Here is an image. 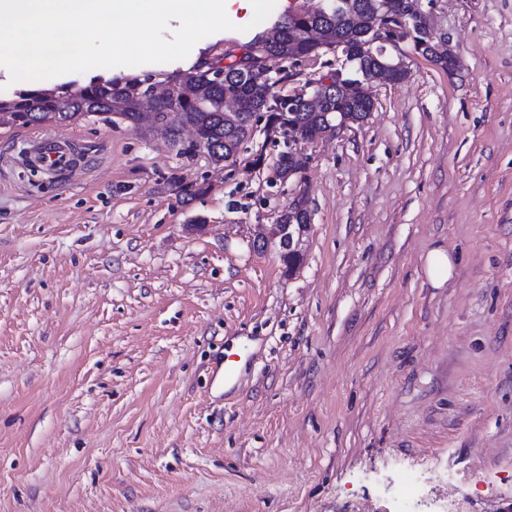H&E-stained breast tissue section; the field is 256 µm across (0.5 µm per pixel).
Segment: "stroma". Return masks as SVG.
Masks as SVG:
<instances>
[{
  "label": "stroma",
  "mask_w": 512,
  "mask_h": 512,
  "mask_svg": "<svg viewBox=\"0 0 512 512\" xmlns=\"http://www.w3.org/2000/svg\"><path fill=\"white\" fill-rule=\"evenodd\" d=\"M318 4L103 74L186 70ZM434 27L454 70L410 59L307 148L291 275L255 245L288 203L272 167L97 116L0 126V512H389L407 472L427 512H512V0H438ZM60 134L75 166L32 172L33 138ZM240 337L260 348L227 387ZM423 268L431 284L435 288H442L452 278L455 263L447 250L435 248L425 256Z\"/></svg>",
  "instance_id": "1"
}]
</instances>
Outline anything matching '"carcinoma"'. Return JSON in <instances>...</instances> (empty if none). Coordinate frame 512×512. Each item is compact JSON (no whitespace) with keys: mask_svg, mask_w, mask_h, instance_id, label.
<instances>
[{"mask_svg":"<svg viewBox=\"0 0 512 512\" xmlns=\"http://www.w3.org/2000/svg\"><path fill=\"white\" fill-rule=\"evenodd\" d=\"M317 30L333 45L338 38L350 36L342 18L326 9L306 12L282 20L273 27L272 34L258 36L241 46L245 57H259L273 67L289 64L299 56L309 54L315 45L305 42L301 36ZM228 60V56L204 57L187 70L165 74V80L174 85H187L194 89L191 96H183L173 104H164L158 109V120L164 122L166 113L176 112L179 121L167 127L169 140L178 147V154L194 157L202 152L210 163L224 165L229 158L238 159L240 151L252 141L250 119L256 112L268 114L274 131L284 136V128L295 121L302 123L304 133L316 137L324 131L322 113L336 111L338 102H343L347 117L352 120L362 118L363 100L353 93L352 86L365 80L371 73L374 62L368 57L346 54L349 62L356 63L357 76L348 78L345 86L327 87L320 91L321 102L318 109H307L298 104L290 105L277 90V83L253 79L241 72V62L230 61L224 65V81L216 84L209 76L210 68L218 62ZM155 74L145 78H129L124 81L92 78L89 83L78 88L65 82L56 86L55 96L48 99L37 89H20L12 95L0 97V113L10 114L14 124L22 127L42 125L49 122L55 126H68L74 122L102 114L109 115L107 121L130 126L137 125L138 119L132 105L142 98L150 86L147 82ZM233 93L239 99L236 115L225 118L224 94ZM185 126L198 127L205 136L203 149L184 145L181 130Z\"/></svg>","mask_w":512,"mask_h":512,"instance_id":"obj_1","label":"carcinoma"}]
</instances>
